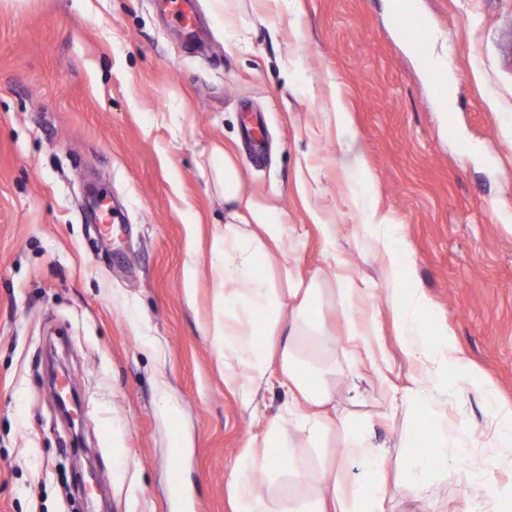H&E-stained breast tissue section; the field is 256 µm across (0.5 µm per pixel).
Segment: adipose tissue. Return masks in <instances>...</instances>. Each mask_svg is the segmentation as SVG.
<instances>
[{"label":"adipose tissue","mask_w":512,"mask_h":512,"mask_svg":"<svg viewBox=\"0 0 512 512\" xmlns=\"http://www.w3.org/2000/svg\"><path fill=\"white\" fill-rule=\"evenodd\" d=\"M220 157L214 176L230 220L217 237L212 262L214 299L224 314L213 333L224 360V386L246 408L274 382L288 395L284 411L259 417L261 437L249 438L239 451L228 484L233 512H395L385 448L374 440L371 415L340 414L332 404L329 378L336 372V349L320 316L319 283L288 269L285 287H276L267 267L288 226L276 210L244 193L234 157L225 151ZM346 170L358 178L365 222L382 245L396 332L406 356L424 370L393 403L407 425L401 479L427 494L432 475L426 454H433L443 471L458 469L471 454L468 431L449 426L439 413L452 388L434 382L456 372L459 359L448 337L431 339L423 330L426 297L401 279L407 252L372 209L369 180L356 150H349ZM482 394L491 412L483 454L496 468L511 471L512 406L497 402L494 387ZM335 434L342 437L345 460L364 469V481H351L343 470L327 466V442ZM314 467L322 476L313 485L308 475ZM423 512H437L428 494Z\"/></svg>","instance_id":"obj_1"}]
</instances>
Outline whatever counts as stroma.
I'll return each mask as SVG.
<instances>
[{"label": "stroma", "mask_w": 512, "mask_h": 512, "mask_svg": "<svg viewBox=\"0 0 512 512\" xmlns=\"http://www.w3.org/2000/svg\"><path fill=\"white\" fill-rule=\"evenodd\" d=\"M159 2L0 7V512H76L90 462L109 512H231L236 457L259 429L225 388L212 336L218 146L245 193L285 218L291 240L272 274L319 275L337 355L352 348L341 290L362 289L356 316L375 324L386 363L329 384L344 408L360 390L395 471L405 424L386 396L422 369L395 334L382 246L341 168L355 144L375 208L412 252L407 277L430 302L423 328L447 327L464 365L448 379V422L482 444L480 384L512 404V70L499 63L512 0H413L428 29L420 51L399 36L398 0H227L223 17L198 0L200 53ZM437 56L444 95L424 66ZM246 102L268 127L260 169ZM93 186L122 212L109 240L91 228ZM323 224L336 227L339 267ZM59 326L90 430L80 451L47 382ZM163 387L178 413L163 411Z\"/></svg>", "instance_id": "stroma-1"}]
</instances>
